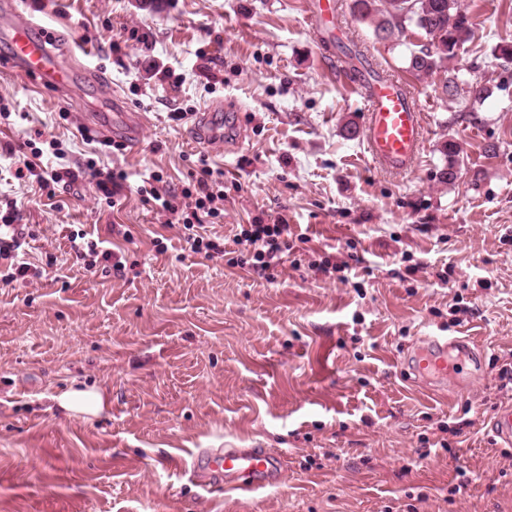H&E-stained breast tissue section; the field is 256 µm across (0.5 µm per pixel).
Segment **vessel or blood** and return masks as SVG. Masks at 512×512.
<instances>
[{"instance_id": "b4317fda", "label": "vessel or blood", "mask_w": 512, "mask_h": 512, "mask_svg": "<svg viewBox=\"0 0 512 512\" xmlns=\"http://www.w3.org/2000/svg\"><path fill=\"white\" fill-rule=\"evenodd\" d=\"M336 5L334 0H313L309 20L314 31L335 41ZM38 24L26 20L5 35L17 65L27 73L60 88L74 80L72 67L56 62L45 41L39 38ZM346 81L361 93L366 103V121L362 139L379 170L400 174L419 159L423 141L422 112L405 82L370 71H348ZM467 336H425L410 354L407 364L416 382L426 385L456 378L464 360H481ZM494 437L512 446V407L501 409L490 424ZM280 470V460L265 448H220L193 459L190 474L205 492L220 489L225 495L253 500L272 484Z\"/></svg>"}]
</instances>
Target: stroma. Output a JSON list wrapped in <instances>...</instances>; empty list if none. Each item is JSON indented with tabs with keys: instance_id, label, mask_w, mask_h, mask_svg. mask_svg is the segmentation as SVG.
<instances>
[{
	"instance_id": "stroma-1",
	"label": "stroma",
	"mask_w": 512,
	"mask_h": 512,
	"mask_svg": "<svg viewBox=\"0 0 512 512\" xmlns=\"http://www.w3.org/2000/svg\"><path fill=\"white\" fill-rule=\"evenodd\" d=\"M308 2L0 0L81 70L42 85L0 40V217L37 270L0 281V512H512V447L488 424L512 404V62L498 57L512 0H460L476 39L429 76L407 64L425 34L376 38L335 0L341 40L422 106V152L397 175L373 166L364 100L319 49ZM215 107L238 124L200 143L195 117ZM105 112L139 115L126 150L87 139ZM28 141L44 166L125 174L122 190L16 178ZM202 155L224 172L214 257L138 192L152 174L187 186ZM257 218L295 236L270 280L226 257ZM77 231L123 271L86 268ZM461 333L484 352L476 379L409 381L408 347ZM71 387L106 391L107 409L59 410ZM208 448L277 452L280 480L254 501L199 497L184 469Z\"/></svg>"
}]
</instances>
